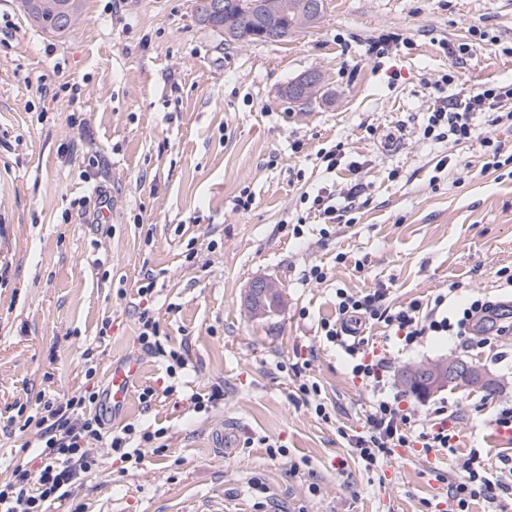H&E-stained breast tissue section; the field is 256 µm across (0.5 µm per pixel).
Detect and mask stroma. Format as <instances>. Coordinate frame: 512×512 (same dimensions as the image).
Wrapping results in <instances>:
<instances>
[{
    "instance_id": "stroma-1",
    "label": "stroma",
    "mask_w": 512,
    "mask_h": 512,
    "mask_svg": "<svg viewBox=\"0 0 512 512\" xmlns=\"http://www.w3.org/2000/svg\"><path fill=\"white\" fill-rule=\"evenodd\" d=\"M392 32L401 44L369 57V41ZM309 71L322 89L289 101L284 87ZM510 83L512 0H328L316 27L273 44L225 43L196 22L194 0H84L60 39L19 0H0V482L38 453L11 417L38 394L83 390L88 349L103 386L113 361L141 360L111 425L166 428V446L137 466L98 447V469L48 512H446L435 489L473 448L486 471L512 480V429L494 423L512 408V333L406 347L385 324L366 325L386 395L451 435L446 459L417 447L368 468L346 436L367 431L372 389L319 326L335 319L340 287L384 289L395 306L443 294L452 312L512 299L497 275L512 270V168L482 172L479 141L422 136L436 97ZM339 142L345 153L327 171L320 153ZM354 184L349 224L322 225L303 200L324 187L341 207ZM98 185L110 194L98 223L63 221ZM243 191L254 199L246 210L235 206ZM314 266L325 280L307 279ZM145 267L156 274L146 304ZM257 277L280 287L267 320L244 306ZM145 307L169 346L189 349L171 394L165 361L138 341ZM443 359L478 363L496 392L418 398L403 385L406 368ZM305 380L329 420L302 402ZM217 387L223 399L196 411L191 395ZM220 429L230 451L214 441Z\"/></svg>"
}]
</instances>
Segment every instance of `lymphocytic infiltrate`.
Masks as SVG:
<instances>
[{
    "label": "lymphocytic infiltrate",
    "instance_id": "f902f5d3",
    "mask_svg": "<svg viewBox=\"0 0 512 512\" xmlns=\"http://www.w3.org/2000/svg\"><path fill=\"white\" fill-rule=\"evenodd\" d=\"M506 99H512V85L484 86L468 92L462 99L436 98L423 135L437 140L450 137L457 142L480 139L488 150L484 170L496 171L511 165L512 154H504L500 143L482 136L473 122L475 113L486 111L492 112L493 124L512 122V112L499 109ZM445 301V296L436 297L430 310L424 309L416 299L394 308L385 291L379 288L361 294L344 288L336 291V319L322 321L321 330L327 342L336 344L350 357L353 376L373 385L369 428L364 434L350 437L365 465L376 464L392 448L447 447L448 431L444 428L432 433L415 431L411 414L397 408L384 395L380 386L383 361L366 360L363 340L350 334L348 326L353 322H381L400 333L405 345L410 346L419 337L433 334L467 336L475 319H487L500 308L499 303L477 299L452 319L438 313ZM138 322L140 344L165 359L169 377H176L186 369V350L164 343L160 325L149 310L141 311ZM100 398L99 386L92 384L68 397L39 400L35 413L26 416L24 425L34 428L38 436L42 446L40 463L30 468L17 467L11 479L0 484V512H47L53 503L69 498L73 485L99 466L95 445H108L122 461L138 464L144 459V448L165 437V429H143L132 424L118 431L109 430L96 411ZM455 466L465 476L449 487L448 512H469L470 502L494 485L502 494L512 496V483H493L483 472L478 456L456 461Z\"/></svg>",
    "mask_w": 512,
    "mask_h": 512
}]
</instances>
